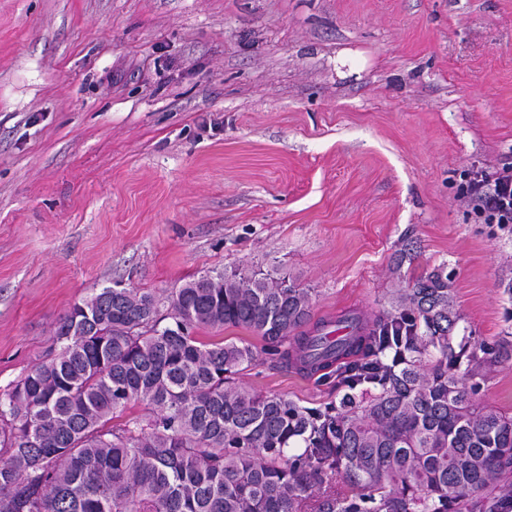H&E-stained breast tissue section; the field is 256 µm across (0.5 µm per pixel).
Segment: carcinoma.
Returning a JSON list of instances; mask_svg holds the SVG:
<instances>
[{"label": "carcinoma", "mask_w": 512, "mask_h": 512, "mask_svg": "<svg viewBox=\"0 0 512 512\" xmlns=\"http://www.w3.org/2000/svg\"><path fill=\"white\" fill-rule=\"evenodd\" d=\"M162 300L101 289L0 392V512H308L314 486V512H512V416L472 382L512 346L454 341L441 269L398 289L395 312L346 317L338 339L278 269L206 273L165 314ZM263 357L334 367L349 393L321 408L255 393L237 375ZM136 403L148 414L117 422Z\"/></svg>", "instance_id": "cac0c4a2"}]
</instances>
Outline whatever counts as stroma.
I'll return each mask as SVG.
<instances>
[{
    "label": "stroma",
    "instance_id": "35a3bbf8",
    "mask_svg": "<svg viewBox=\"0 0 512 512\" xmlns=\"http://www.w3.org/2000/svg\"><path fill=\"white\" fill-rule=\"evenodd\" d=\"M510 162L512 0H0V391L102 288L236 267L334 323L440 267L454 337L512 344V230L463 178ZM478 382L512 415V360Z\"/></svg>",
    "mask_w": 512,
    "mask_h": 512
}]
</instances>
